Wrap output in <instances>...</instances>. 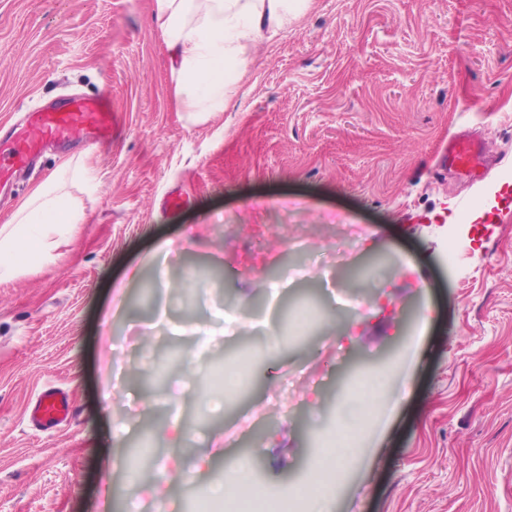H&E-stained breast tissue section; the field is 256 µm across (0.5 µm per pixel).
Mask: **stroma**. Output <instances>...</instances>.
Masks as SVG:
<instances>
[{
    "label": "stroma",
    "instance_id": "35a3bbf8",
    "mask_svg": "<svg viewBox=\"0 0 512 512\" xmlns=\"http://www.w3.org/2000/svg\"><path fill=\"white\" fill-rule=\"evenodd\" d=\"M154 7L0 0L1 127L69 93L112 106L111 140L45 153L14 198L68 161L92 169L93 193L69 189L85 211L72 239L0 282V512H123L133 496L152 512L126 451L175 413L184 435L158 437L153 464L222 455L170 485L172 512L243 457L266 489L299 487L340 373L394 347L409 357L393 368L399 400L367 429L329 512H512V0H308L251 47L227 108L198 118L175 96ZM478 123L488 171L472 184L438 163ZM494 184L495 206L471 220ZM288 199L304 209L283 211ZM170 240L182 252L163 274L155 254ZM383 255L363 287L347 284L346 270ZM300 306L317 318L266 354ZM226 311L245 321L228 338ZM111 337L125 353L110 354ZM189 358L206 373L179 403L133 379L170 384ZM235 361L247 388L204 414L200 391ZM47 386L68 392L74 416L46 431L28 414Z\"/></svg>",
    "mask_w": 512,
    "mask_h": 512
}]
</instances>
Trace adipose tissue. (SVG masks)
<instances>
[{
  "mask_svg": "<svg viewBox=\"0 0 512 512\" xmlns=\"http://www.w3.org/2000/svg\"><path fill=\"white\" fill-rule=\"evenodd\" d=\"M299 7L298 0H156L153 23L168 50L175 95L184 110L223 111L237 91L249 47L276 36ZM84 219L60 182L41 185L8 224L0 226V281L28 271L31 259H52V234L73 231ZM388 387V376H373L365 392L340 400L337 427L350 434L363 432L370 414L387 407ZM353 458L352 451L336 448L316 461L314 477L305 485L316 506L327 502L320 487L337 484ZM250 472V461L241 459L223 484L215 486V494L241 504L265 499L266 490Z\"/></svg>",
  "mask_w": 512,
  "mask_h": 512,
  "instance_id": "1",
  "label": "adipose tissue"
}]
</instances>
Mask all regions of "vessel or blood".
I'll return each instance as SVG.
<instances>
[{
    "label": "vessel or blood",
    "instance_id": "obj_1",
    "mask_svg": "<svg viewBox=\"0 0 512 512\" xmlns=\"http://www.w3.org/2000/svg\"><path fill=\"white\" fill-rule=\"evenodd\" d=\"M111 137L112 112L103 97L63 95L28 110L22 123L0 134V202L9 197L13 179L30 170L45 150L92 148ZM486 150L476 135H455L448 140V164L460 177L476 179ZM72 413L67 395L49 386L38 395L30 419L37 427L51 429L67 422Z\"/></svg>",
    "mask_w": 512,
    "mask_h": 512
}]
</instances>
